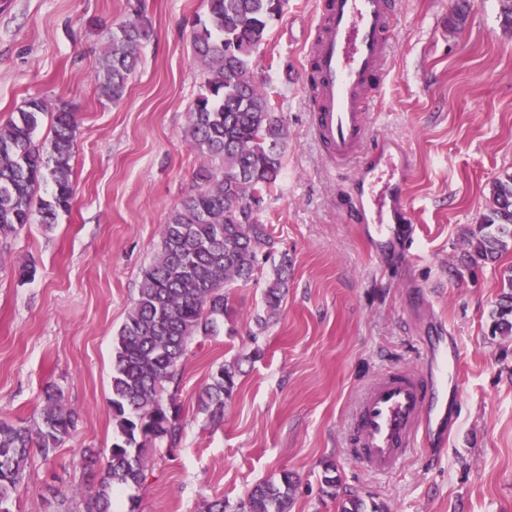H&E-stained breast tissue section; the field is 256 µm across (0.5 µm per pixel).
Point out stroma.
I'll return each instance as SVG.
<instances>
[{"label":"stroma","instance_id":"1","mask_svg":"<svg viewBox=\"0 0 512 512\" xmlns=\"http://www.w3.org/2000/svg\"><path fill=\"white\" fill-rule=\"evenodd\" d=\"M315 2L288 0L252 58L287 127L278 185L255 209L273 255L231 288L218 335L190 344L171 387L182 441L151 459L141 487L117 492L121 512L234 505L284 472L297 483L292 512H337L352 495L368 512H512V337L492 335L489 317L512 273V243L496 260L470 262L489 185L512 170V30L499 0H396L389 73L369 121L413 157L406 193L416 235L413 256L377 258L339 208L353 166L336 165L311 131ZM145 6L154 36L112 103L93 82L100 26L128 19V0H0V124L32 96L71 105L77 120L70 211L0 242V417L32 419L50 384L79 415L54 457L32 455L15 512H84L95 479L82 453L113 441L112 338L161 224L202 163L182 131L204 82L190 40L205 2ZM283 260L288 288L270 316L263 293ZM24 264L36 268L26 282ZM440 325L460 345L448 443L434 457L418 450L394 474H371L345 446L349 415L372 379L424 366L419 339ZM232 363L237 387L215 426L198 399L211 372Z\"/></svg>","mask_w":512,"mask_h":512}]
</instances>
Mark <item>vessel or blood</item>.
I'll use <instances>...</instances> for the list:
<instances>
[{"instance_id": "b4317fda", "label": "vessel or blood", "mask_w": 512, "mask_h": 512, "mask_svg": "<svg viewBox=\"0 0 512 512\" xmlns=\"http://www.w3.org/2000/svg\"><path fill=\"white\" fill-rule=\"evenodd\" d=\"M318 21L309 55L316 81V140L340 165L356 167L354 191L341 206L350 223L366 230L374 255L406 247L412 211L404 183L409 158L400 141L369 142L370 102L383 88L394 27L392 0H317ZM427 373L404 372L377 380L352 418L347 446L367 471L387 475L416 449L446 441L448 396L458 381L448 369L459 357L456 339L429 344Z\"/></svg>"}]
</instances>
